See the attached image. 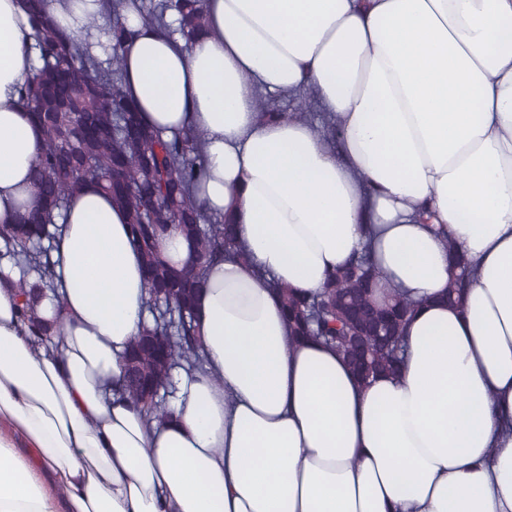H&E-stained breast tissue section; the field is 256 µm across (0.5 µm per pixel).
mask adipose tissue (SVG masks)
<instances>
[{"mask_svg": "<svg viewBox=\"0 0 512 512\" xmlns=\"http://www.w3.org/2000/svg\"><path fill=\"white\" fill-rule=\"evenodd\" d=\"M103 0H46L83 32ZM192 41L125 14L123 84L163 137L204 133L195 192L232 215L247 262L211 264L194 304L203 370L148 421L120 393L149 322L125 211L89 185L50 243L53 287L20 314L0 258V512H512V0H204ZM0 0V225L32 203L40 128L17 88L39 60ZM313 90L336 144L260 97ZM476 269L437 303L448 251ZM370 250L415 302L396 374L360 384L332 350L292 345L269 280L318 291ZM32 449L34 462L18 454ZM437 232L448 249V255L453 264L452 272L448 279L447 301L450 304H460L470 287L474 277V269L466 258L457 253L452 241L448 240V233L443 228H438Z\"/></svg>", "mask_w": 512, "mask_h": 512, "instance_id": "adipose-tissue-1", "label": "adipose tissue"}]
</instances>
